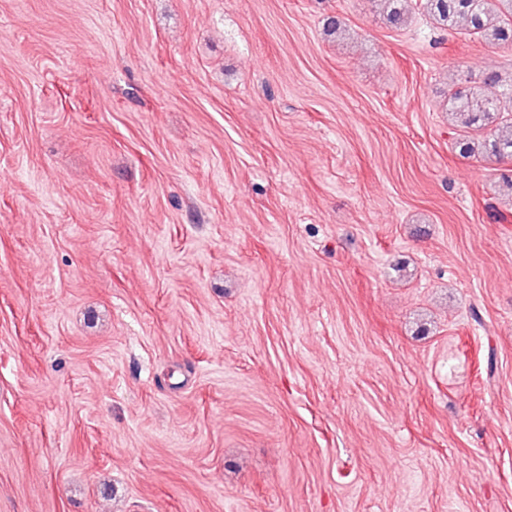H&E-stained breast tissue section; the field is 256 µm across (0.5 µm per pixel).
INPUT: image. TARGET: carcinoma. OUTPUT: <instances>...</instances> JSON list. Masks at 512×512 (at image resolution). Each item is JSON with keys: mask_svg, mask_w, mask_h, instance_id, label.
Masks as SVG:
<instances>
[{"mask_svg": "<svg viewBox=\"0 0 512 512\" xmlns=\"http://www.w3.org/2000/svg\"><path fill=\"white\" fill-rule=\"evenodd\" d=\"M391 26L399 23L406 0H375ZM417 9L436 23L476 35L491 47H512V0H419ZM512 81L490 73L478 82L448 86L447 110L458 127L462 156L476 152L497 163L512 158Z\"/></svg>", "mask_w": 512, "mask_h": 512, "instance_id": "cac0c4a2", "label": "carcinoma"}]
</instances>
